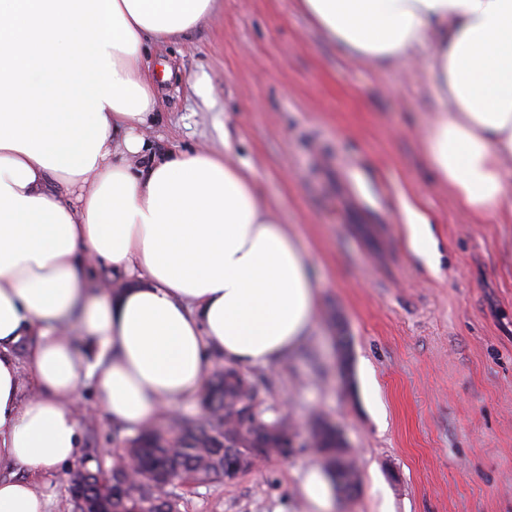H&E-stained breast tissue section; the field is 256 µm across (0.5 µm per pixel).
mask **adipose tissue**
Returning a JSON list of instances; mask_svg holds the SVG:
<instances>
[{"label":"adipose tissue","instance_id":"adipose-tissue-1","mask_svg":"<svg viewBox=\"0 0 512 512\" xmlns=\"http://www.w3.org/2000/svg\"><path fill=\"white\" fill-rule=\"evenodd\" d=\"M214 0H0V512H51L78 399L144 429L194 395L208 350L270 364L308 336L316 282L253 176L155 152L149 44ZM349 56L430 49L428 163L478 217L512 214V0H299ZM126 281L92 299L89 266ZM88 336L72 344L66 318Z\"/></svg>","mask_w":512,"mask_h":512}]
</instances>
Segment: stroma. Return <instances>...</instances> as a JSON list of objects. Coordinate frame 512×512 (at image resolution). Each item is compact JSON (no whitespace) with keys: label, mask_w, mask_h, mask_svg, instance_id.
<instances>
[{"label":"stroma","mask_w":512,"mask_h":512,"mask_svg":"<svg viewBox=\"0 0 512 512\" xmlns=\"http://www.w3.org/2000/svg\"><path fill=\"white\" fill-rule=\"evenodd\" d=\"M156 152L230 150L315 259L316 326L292 355L245 368L287 414L292 452L231 482L187 484L182 512H312V423L335 425L358 472L335 512H512V216L465 211L427 163V55L352 59L297 0H215L181 39L148 47ZM427 218L435 265L408 212ZM84 387L81 455L122 452ZM410 243L415 252L430 260L434 253V241L429 224H409Z\"/></svg>","instance_id":"35a3bbf8"}]
</instances>
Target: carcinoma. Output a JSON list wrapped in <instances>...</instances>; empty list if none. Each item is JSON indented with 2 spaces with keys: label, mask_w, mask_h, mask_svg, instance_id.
<instances>
[{
  "label": "carcinoma",
  "mask_w": 512,
  "mask_h": 512,
  "mask_svg": "<svg viewBox=\"0 0 512 512\" xmlns=\"http://www.w3.org/2000/svg\"><path fill=\"white\" fill-rule=\"evenodd\" d=\"M201 400L210 420L198 424L174 421L153 425L124 439V454L112 474L96 470L81 476L80 494L70 498L72 512L99 505L105 512H181V483L205 485L215 475L232 481L258 459L291 452L288 418L258 400L257 385L232 367H219L206 381ZM322 456L336 487L350 496L357 491V469L336 428L316 421L310 444Z\"/></svg>",
  "instance_id": "1"
}]
</instances>
